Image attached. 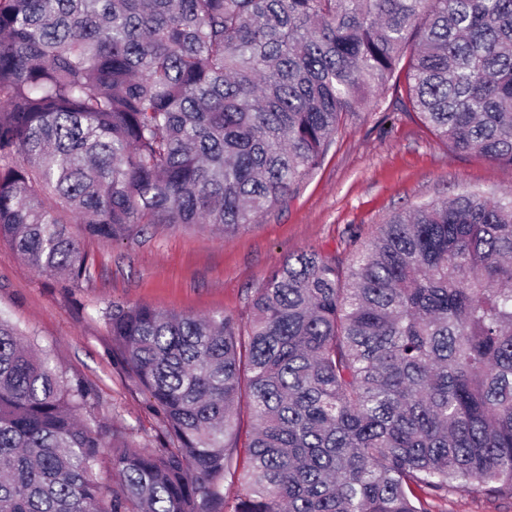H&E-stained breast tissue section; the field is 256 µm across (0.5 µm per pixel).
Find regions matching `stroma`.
<instances>
[{
  "label": "stroma",
  "instance_id": "obj_1",
  "mask_svg": "<svg viewBox=\"0 0 512 512\" xmlns=\"http://www.w3.org/2000/svg\"><path fill=\"white\" fill-rule=\"evenodd\" d=\"M401 90L344 118L319 168L253 228L224 237L200 228L148 224L129 239L83 237L91 276L72 286L30 268L0 241V317L32 333L66 376L95 391L98 415L143 446L161 429L143 389L119 355L101 312L147 304L193 316L248 314L247 298L285 260L306 250L348 260L392 215L468 190H512V166L460 154L418 114ZM444 512H512V499L460 488Z\"/></svg>",
  "mask_w": 512,
  "mask_h": 512
}]
</instances>
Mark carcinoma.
<instances>
[{
    "label": "carcinoma",
    "instance_id": "obj_1",
    "mask_svg": "<svg viewBox=\"0 0 512 512\" xmlns=\"http://www.w3.org/2000/svg\"><path fill=\"white\" fill-rule=\"evenodd\" d=\"M401 74L436 136L512 165V0H0V240L77 285L89 261L69 224L231 237ZM248 306L245 327L102 311L162 422L156 448L116 436L94 390L0 316V512L512 499V190L400 211L346 262L302 252ZM106 450L115 486L95 472Z\"/></svg>",
    "mask_w": 512,
    "mask_h": 512
}]
</instances>
